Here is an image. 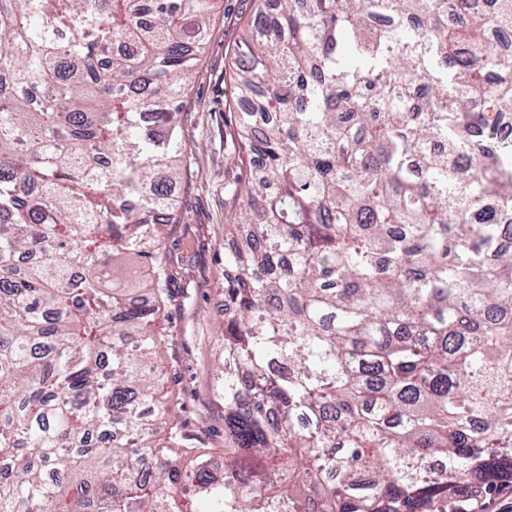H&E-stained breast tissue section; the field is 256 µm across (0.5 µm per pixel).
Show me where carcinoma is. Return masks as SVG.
Listing matches in <instances>:
<instances>
[{
  "label": "carcinoma",
  "mask_w": 512,
  "mask_h": 512,
  "mask_svg": "<svg viewBox=\"0 0 512 512\" xmlns=\"http://www.w3.org/2000/svg\"><path fill=\"white\" fill-rule=\"evenodd\" d=\"M210 2L0 0V512H443L512 487V57L487 48L512 0H264L224 113V474L176 427L152 440Z\"/></svg>",
  "instance_id": "obj_1"
}]
</instances>
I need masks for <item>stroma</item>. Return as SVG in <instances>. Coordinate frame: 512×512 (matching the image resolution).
I'll return each instance as SVG.
<instances>
[{
  "label": "stroma",
  "instance_id": "stroma-1",
  "mask_svg": "<svg viewBox=\"0 0 512 512\" xmlns=\"http://www.w3.org/2000/svg\"><path fill=\"white\" fill-rule=\"evenodd\" d=\"M211 32L180 113L187 186L179 195L180 223L170 225L164 256L174 274L172 297L157 325L167 334L160 361L168 424L201 448L224 445V409L211 391L214 339L224 301V104L234 97L227 70L260 0H212Z\"/></svg>",
  "mask_w": 512,
  "mask_h": 512
}]
</instances>
